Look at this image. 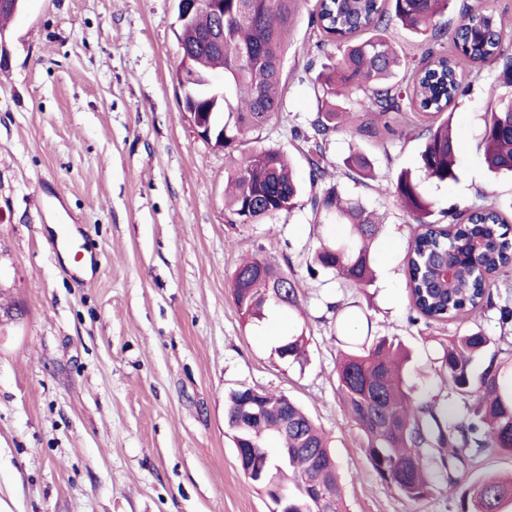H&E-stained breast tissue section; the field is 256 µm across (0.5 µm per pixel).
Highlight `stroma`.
I'll return each instance as SVG.
<instances>
[{
	"label": "stroma",
	"mask_w": 512,
	"mask_h": 512,
	"mask_svg": "<svg viewBox=\"0 0 512 512\" xmlns=\"http://www.w3.org/2000/svg\"><path fill=\"white\" fill-rule=\"evenodd\" d=\"M305 0L288 41L283 108L249 134L247 147H274L308 179L306 129L319 103L313 82L335 46L307 50L314 33ZM174 0H28L0 29V512H272L244 475L224 416L239 386L282 391L329 436L347 512H456L441 470L430 496L402 498L375 475L357 425L336 387L335 305L364 316L359 335L395 336L411 352L406 382L418 397L445 393L439 340L463 329L500 338L498 306L512 304V276L491 289L494 308L444 323L408 303L404 257L415 230L383 186L418 167L422 139L394 122L374 139L333 131L327 181L383 216L377 278L358 289L306 258L342 235L309 203L260 224L226 223L228 159L200 139L173 79L179 63ZM469 89L451 115L459 178L422 179L433 219L496 200L512 215V176L491 177L483 152L486 110L506 89L500 64H462ZM362 152L372 176L355 180L347 158ZM78 220L76 251L95 274L67 265L53 218H41L39 183ZM259 253L299 284L304 315L273 312L243 322L232 298L241 256ZM305 331L308 360L284 363L277 340Z\"/></svg>",
	"instance_id": "35a3bbf8"
}]
</instances>
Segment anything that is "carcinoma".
Here are the masks:
<instances>
[{
	"mask_svg": "<svg viewBox=\"0 0 512 512\" xmlns=\"http://www.w3.org/2000/svg\"><path fill=\"white\" fill-rule=\"evenodd\" d=\"M303 0H224V51L206 43L219 23L200 10L175 30L181 57L174 77L183 91L185 111L213 131L215 148L238 150L243 139L264 127L282 110V63ZM450 0H316L311 25L343 47L332 69L322 75L315 93L327 103L356 98L371 122L357 127L367 135L378 128L392 132L399 119L422 129L419 152L425 176L438 182L457 179V145L449 117L464 88L448 43L477 66L504 60L500 76L512 84V57L503 52V23L493 13L462 10L464 30L435 19ZM426 36L421 59L410 65L393 48L391 22ZM224 97L216 98L218 89ZM336 109L316 113L307 132L295 136L306 146L309 204L330 224L344 226L347 237L328 239L315 249L311 262L354 288L374 279L373 244L380 231L378 217L362 200L332 184L317 185L325 175V149ZM484 161L494 174L512 172V96L501 98L485 112ZM358 177L370 176L368 159L355 153L348 160ZM393 194L419 232L406 254V292L410 307L422 318L446 322L466 311L494 306L491 286L512 270V224L496 204L494 190L487 203L448 214L449 222L432 220V205L420 181L408 170L399 173ZM226 223L259 224L288 214L301 197V187L286 155L255 147L226 169ZM457 260L450 289L438 283L441 261ZM288 283V297L276 292ZM234 303L244 319L257 323L267 310L279 308L304 314L296 279L258 255L241 260L232 278ZM340 312L336 324L342 338L336 357L337 391L347 415L364 436L365 455L379 480L411 502L431 493L429 466L441 463L448 472V496L456 512H512V473L460 477L477 459L492 451L512 457V363L498 359L495 340L482 330L466 329L439 342L438 370L448 381V401L419 400L406 388L408 351L395 336H354L351 312ZM307 345L305 332L284 336L274 354L298 362ZM486 365L474 375L479 359ZM288 403V429L280 405ZM225 420L235 447L261 462L251 481L265 490L281 512H345L336 462L323 430L283 392L251 394L247 386L229 392ZM320 479L326 493L319 501L309 495L308 482Z\"/></svg>",
	"mask_w": 512,
	"mask_h": 512,
	"instance_id": "cac0c4a2",
	"label": "carcinoma"
}]
</instances>
